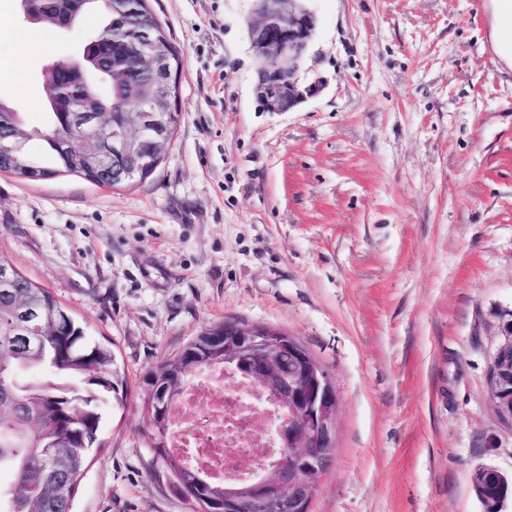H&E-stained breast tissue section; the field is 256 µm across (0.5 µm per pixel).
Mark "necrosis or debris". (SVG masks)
<instances>
[{"label": "necrosis or debris", "mask_w": 512, "mask_h": 512, "mask_svg": "<svg viewBox=\"0 0 512 512\" xmlns=\"http://www.w3.org/2000/svg\"><path fill=\"white\" fill-rule=\"evenodd\" d=\"M281 421L270 396L212 365L186 383L173 412L169 446L208 481L243 484L278 453Z\"/></svg>", "instance_id": "obj_1"}]
</instances>
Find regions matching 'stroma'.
Returning <instances> with one entry per match:
<instances>
[{"instance_id": "1", "label": "stroma", "mask_w": 512, "mask_h": 512, "mask_svg": "<svg viewBox=\"0 0 512 512\" xmlns=\"http://www.w3.org/2000/svg\"><path fill=\"white\" fill-rule=\"evenodd\" d=\"M184 61L179 122L144 181L0 173V257L48 289L124 380L100 405L74 512H190L141 426L144 376L236 320L297 338L339 394L334 461L311 512H483L474 470L512 474L491 399L512 308V44L504 0H306L300 76L322 89L266 112L255 0H149ZM98 24L34 25L0 101L47 123L42 85Z\"/></svg>"}]
</instances>
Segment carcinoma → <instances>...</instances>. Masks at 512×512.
I'll use <instances>...</instances> for the list:
<instances>
[{
	"label": "carcinoma",
	"mask_w": 512,
	"mask_h": 512,
	"mask_svg": "<svg viewBox=\"0 0 512 512\" xmlns=\"http://www.w3.org/2000/svg\"><path fill=\"white\" fill-rule=\"evenodd\" d=\"M127 9L140 26H149L158 44L172 43L157 17L147 11L144 0H127ZM86 11H95L104 22L84 47L83 54L94 61L112 62L128 73L134 84L109 85L101 93L91 75H101L98 66L86 69L83 82L103 102L120 112L138 100L137 84L146 80L138 65L135 47L141 45L136 31L111 20L101 0H87ZM53 92L60 102L77 108L80 89L62 84ZM77 120L75 112L48 113L47 130L41 140L53 168L65 158L56 147L58 137L69 133ZM14 147L16 164L24 169L43 166L24 152L26 140L7 136ZM16 281L8 288L0 284V470L12 474L11 482L0 485V512H72V501L85 470L88 452L97 445L101 415L98 402L105 393L118 389L119 374L112 352L90 345L84 328L47 289L41 288L12 269ZM199 335L185 347L192 358L166 360L153 373L162 384L178 375L209 365L213 356L203 347ZM148 413L146 434H161L150 395H145ZM154 454L167 457L173 488L183 498L208 504L224 493L200 483L195 473L163 446Z\"/></svg>",
	"instance_id": "cac0c4a2"
}]
</instances>
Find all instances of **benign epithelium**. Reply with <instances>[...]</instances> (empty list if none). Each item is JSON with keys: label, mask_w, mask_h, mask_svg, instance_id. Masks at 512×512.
<instances>
[{"label": "benign epithelium", "mask_w": 512, "mask_h": 512, "mask_svg": "<svg viewBox=\"0 0 512 512\" xmlns=\"http://www.w3.org/2000/svg\"><path fill=\"white\" fill-rule=\"evenodd\" d=\"M85 0H64L55 25L72 27ZM258 19L251 24L252 49L260 61L255 97L266 112H288L320 92L321 82L304 84L298 72L316 28V17L304 0H257ZM141 71L151 86L138 110L117 123L94 96L81 104L79 129L90 151L73 156L78 169L90 168L114 185L131 182L142 169L144 129L155 133L150 151L165 155L171 131L178 120L179 70L167 55L152 47L138 52ZM499 343L489 366L491 398L501 416L512 421V310L498 315ZM207 347L223 357L214 360L224 370L238 372L252 386L270 395L282 411L280 432L288 447L280 457L262 467L243 495L224 494V512H310L313 491L333 463L339 412L336 384L330 373L293 336L268 326L224 321L213 329ZM193 377L188 374L174 386L157 389L155 404L162 414V435L171 434L172 407L168 396ZM481 501L509 480L485 466L472 477Z\"/></svg>", "instance_id": "benign-epithelium-1"}]
</instances>
